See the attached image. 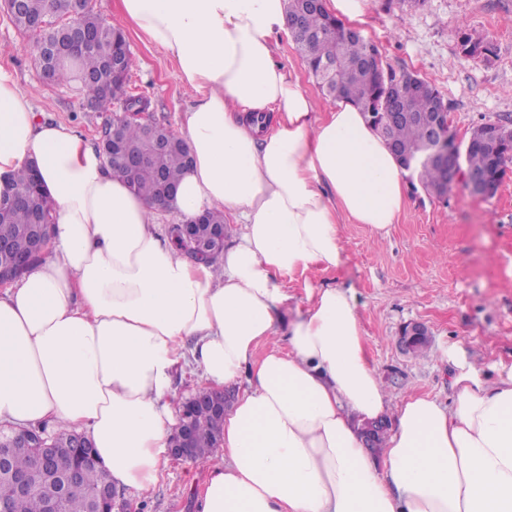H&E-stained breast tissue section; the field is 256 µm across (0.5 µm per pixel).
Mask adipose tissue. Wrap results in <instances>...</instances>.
I'll use <instances>...</instances> for the list:
<instances>
[{
    "mask_svg": "<svg viewBox=\"0 0 512 512\" xmlns=\"http://www.w3.org/2000/svg\"><path fill=\"white\" fill-rule=\"evenodd\" d=\"M119 6L175 63L192 162L173 199H148L0 69V190L36 161L54 224L45 258L0 289V424L81 432L114 486L146 492L175 423L174 374L192 365L204 388L235 394L199 512H512V368L488 374L453 344V405L394 404L351 291L311 288L289 310L286 278L338 268L345 222L385 241L407 197L363 112L317 111L276 62L285 0ZM214 210L242 226L214 260L158 232L165 215ZM388 413L378 456L364 425Z\"/></svg>",
    "mask_w": 512,
    "mask_h": 512,
    "instance_id": "1",
    "label": "adipose tissue"
}]
</instances>
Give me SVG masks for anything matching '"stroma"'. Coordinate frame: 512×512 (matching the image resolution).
<instances>
[{"mask_svg":"<svg viewBox=\"0 0 512 512\" xmlns=\"http://www.w3.org/2000/svg\"><path fill=\"white\" fill-rule=\"evenodd\" d=\"M92 5L127 37L129 87L150 99L146 120L177 128L191 100L175 79L170 56L122 20L118 0ZM359 29L378 44L384 66L415 72L439 91L459 134L512 119V0H369ZM464 32L482 39L488 53H464ZM34 45V37L0 12V66L33 90L41 120L72 126L98 143L116 111L88 110L78 82H43ZM405 191L408 202L384 245L375 244L364 225H346L341 266L291 283L289 306L305 308L309 285L351 290L369 356L391 399L419 392L448 406L455 399L442 356L448 345H460L484 368L512 366V165L489 199L459 184L443 200L417 184ZM414 322L430 331L422 357L398 341ZM207 475L198 463L169 459L150 492L119 489L114 512H195Z\"/></svg>","mask_w":512,"mask_h":512,"instance_id":"35a3bbf8","label":"stroma"}]
</instances>
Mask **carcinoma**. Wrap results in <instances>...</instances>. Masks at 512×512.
<instances>
[{
    "instance_id": "1",
    "label": "carcinoma",
    "mask_w": 512,
    "mask_h": 512,
    "mask_svg": "<svg viewBox=\"0 0 512 512\" xmlns=\"http://www.w3.org/2000/svg\"><path fill=\"white\" fill-rule=\"evenodd\" d=\"M287 12L301 21V38L296 50L314 77H319L328 62H339L338 77L330 85L338 91L323 90L328 102L345 100L362 112H384L393 99L411 112L425 115L434 110V96L429 93L413 95L407 91L406 72L390 70L381 81L374 79L368 59L377 55L374 42L358 33L353 37L337 34L342 24L323 8L314 9L305 0H287ZM12 21L21 31L34 34L36 44L56 47L60 58L52 66V83L71 82V67L79 73L80 93L92 109L106 112L119 101H124L127 115L117 123L115 137L135 145L148 140L146 122L138 115L149 109V100L128 90L131 52L124 32L98 17L90 0H21L19 11ZM429 133L421 123L401 122L390 133L391 139L406 149H413L428 139ZM99 149L112 173L128 182L141 195L158 199L160 182L174 187L182 171L191 162L184 146H174L138 167L132 168L112 160V143L100 140ZM512 155L493 158L483 148H472L466 158L467 167L495 177L505 173ZM419 182L429 189L441 181V173L424 165L418 170ZM9 193L23 200L0 211V239L9 244L10 252L0 253V268L7 267L15 255L32 253L31 224L37 211L51 212L48 197L37 181L31 166L17 172L11 181ZM195 461H204L213 455L221 440L224 413L214 412L204 405L196 408L193 416ZM53 451L46 464V476L51 485L64 489L62 512H92L98 491L107 483V473L93 459V447H73V433L57 429ZM33 466V455L28 448L14 449L8 467L0 471V504L7 512H46L45 496L41 492L22 493L20 478ZM77 476L78 484L69 483Z\"/></svg>"
}]
</instances>
